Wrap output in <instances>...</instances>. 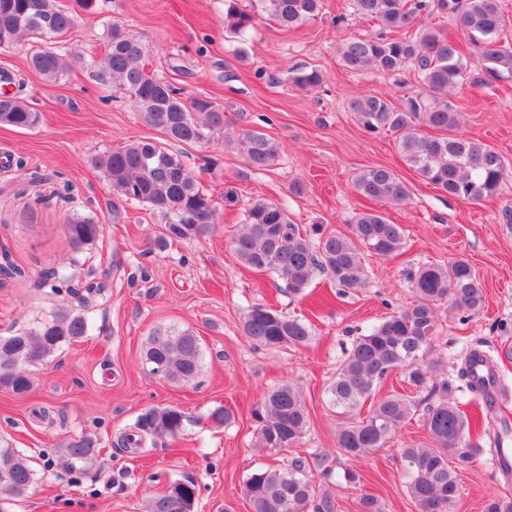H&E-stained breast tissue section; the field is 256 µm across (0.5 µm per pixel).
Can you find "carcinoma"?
<instances>
[{
    "mask_svg": "<svg viewBox=\"0 0 512 512\" xmlns=\"http://www.w3.org/2000/svg\"><path fill=\"white\" fill-rule=\"evenodd\" d=\"M112 0H75L68 7L61 0H0V48L22 40L41 44L29 59L30 67L46 82L57 83L72 68L76 52L62 47L78 27L79 11L102 12ZM322 0H261V8L278 24L293 28L318 17ZM352 13L378 22L375 34L356 35L340 47L343 65L352 72L398 74L413 68L423 86L418 93L395 99L381 93L352 101L351 109L370 134H399V147L408 164L426 181L450 197L483 203L497 202L498 220L512 224V200L502 198L512 163L480 139L457 135L460 112L449 93L458 85L488 86L512 78V42L503 39L512 19L502 12L500 0H352ZM446 12L470 39L464 44L440 31L417 26L422 15ZM256 15L228 6L224 32L242 38ZM107 50L98 80L112 85L136 108L141 120L163 136L139 138L93 159L104 172L112 191L126 201L144 204L164 221V237L180 242L206 233L215 223L210 192L188 169L183 155L172 145L201 143L224 127V113L206 97H188L163 76L146 70L140 39L118 20L105 31ZM480 51V67H468L471 46ZM312 68L298 72L293 81L310 89L322 83ZM40 122L37 111L16 96H0V124L30 129ZM436 132L423 136L421 127ZM245 159L262 167L273 162L278 147L258 131L241 134ZM355 189L370 201L397 205L409 197L407 185L391 170L372 168L361 173ZM70 239L80 245L98 239L103 227L77 219L66 225ZM353 236L323 234L313 242L288 220L273 202L256 200L245 210L244 223L231 238L238 261L257 272L284 279L288 289L301 295L318 270L329 273L336 284L355 290L365 285L367 271L357 244L383 259H394L404 249V231L384 213L367 209L352 223ZM415 293L409 307L383 318L368 333L356 337L336 370L329 393L331 404L351 412L369 399L376 388L398 370L407 381L425 392L421 403L392 393L372 405L360 420L336 426V448L350 458L362 459L402 428L423 405V425L429 443L406 444L399 449L407 477V491L418 512H454L459 498L455 471L448 453L455 448H478L471 442L473 424L459 405L448 401V380L441 378L440 363L428 359L439 309L446 302L463 313H475L485 304V285L470 262L456 258L446 265L424 264L408 274ZM243 328L257 345L266 348L303 346L312 336L309 322L265 306L251 307ZM89 320L66 311L27 331L0 336V387L25 394L32 386L30 367L51 357L64 343L87 335ZM151 372L175 383L199 378L203 353L191 331L156 330L145 345ZM258 445L287 449L303 437L307 412L298 389L282 384L262 401ZM190 417L168 406L146 411L134 428L121 433L117 445L131 451L147 436L175 439ZM66 463L82 468L99 453L95 437L82 434L63 443ZM36 480L28 456L3 445L0 439V501L21 497ZM244 495L253 512H331L333 505L315 503V485L306 462L293 457L279 467L253 470L244 482ZM198 492L192 480L175 481L149 501L145 512H194Z\"/></svg>",
    "mask_w": 512,
    "mask_h": 512,
    "instance_id": "obj_1",
    "label": "carcinoma"
}]
</instances>
